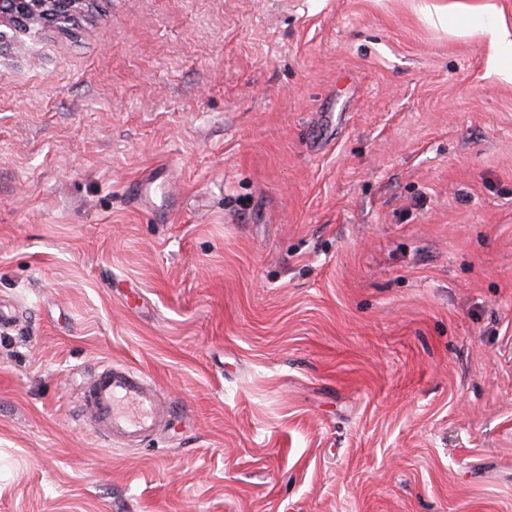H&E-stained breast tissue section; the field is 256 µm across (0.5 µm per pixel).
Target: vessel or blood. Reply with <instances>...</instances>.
Returning <instances> with one entry per match:
<instances>
[{
    "label": "vessel or blood",
    "instance_id": "b4317fda",
    "mask_svg": "<svg viewBox=\"0 0 512 512\" xmlns=\"http://www.w3.org/2000/svg\"><path fill=\"white\" fill-rule=\"evenodd\" d=\"M79 410L108 443H141L175 418L156 384L136 369L113 364L102 365L88 380Z\"/></svg>",
    "mask_w": 512,
    "mask_h": 512
}]
</instances>
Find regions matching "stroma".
Returning <instances> with one entry per match:
<instances>
[{
    "instance_id": "obj_1",
    "label": "stroma",
    "mask_w": 512,
    "mask_h": 512,
    "mask_svg": "<svg viewBox=\"0 0 512 512\" xmlns=\"http://www.w3.org/2000/svg\"><path fill=\"white\" fill-rule=\"evenodd\" d=\"M486 2L7 29L0 512H512V59L459 34ZM111 362L171 430L92 433Z\"/></svg>"
}]
</instances>
